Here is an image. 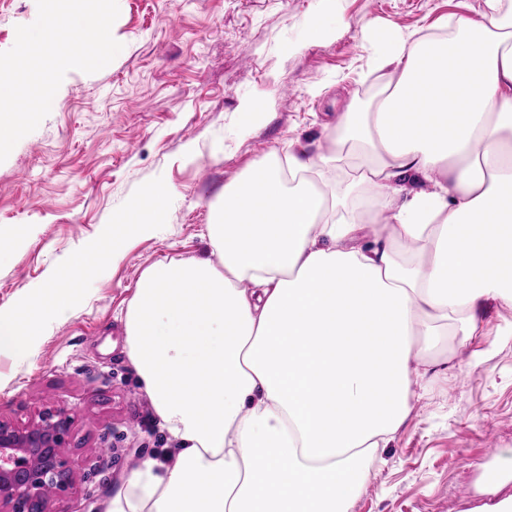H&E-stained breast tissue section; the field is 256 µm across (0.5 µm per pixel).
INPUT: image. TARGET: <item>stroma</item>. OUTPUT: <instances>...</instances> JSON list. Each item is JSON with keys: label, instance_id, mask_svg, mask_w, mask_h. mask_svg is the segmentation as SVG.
Listing matches in <instances>:
<instances>
[{"label": "stroma", "instance_id": "stroma-1", "mask_svg": "<svg viewBox=\"0 0 512 512\" xmlns=\"http://www.w3.org/2000/svg\"><path fill=\"white\" fill-rule=\"evenodd\" d=\"M123 48L102 70L69 71L39 127L0 163V307L25 301L80 247L119 233L121 256L79 290L27 359L0 356V420L45 412L72 420L65 455L83 476L53 512H107L144 459L171 463L162 427L128 356L125 314L143 272L161 260L217 261L207 235L224 187L272 153L332 147L336 118L380 93L397 66L373 68L385 31L443 38L483 0H118ZM36 0H0V52L33 23ZM328 36L315 39L313 23ZM297 92L282 95L284 85ZM249 101L258 118L245 117ZM171 196L155 233L117 222L147 188ZM480 333L442 344L450 365L370 465L349 512H476L496 502L486 433L512 450V307L477 310Z\"/></svg>", "mask_w": 512, "mask_h": 512}]
</instances>
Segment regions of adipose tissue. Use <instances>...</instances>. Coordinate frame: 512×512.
I'll return each mask as SVG.
<instances>
[{
    "instance_id": "adipose-tissue-1",
    "label": "adipose tissue",
    "mask_w": 512,
    "mask_h": 512,
    "mask_svg": "<svg viewBox=\"0 0 512 512\" xmlns=\"http://www.w3.org/2000/svg\"><path fill=\"white\" fill-rule=\"evenodd\" d=\"M482 16L447 40L381 38L377 66L400 75L343 114L333 151L225 186L207 228L220 263L146 270L128 354L181 446L143 460L107 512H348L367 457L448 375L414 359L468 343L480 305L512 306V13L483 0ZM347 165L345 192L326 190ZM170 193L148 188L125 223L156 230ZM106 256L84 245L0 308V355L30 357Z\"/></svg>"
}]
</instances>
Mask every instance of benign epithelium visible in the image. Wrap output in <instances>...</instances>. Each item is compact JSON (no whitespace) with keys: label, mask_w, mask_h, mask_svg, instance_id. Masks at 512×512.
Instances as JSON below:
<instances>
[{"label":"benign epithelium","mask_w":512,"mask_h":512,"mask_svg":"<svg viewBox=\"0 0 512 512\" xmlns=\"http://www.w3.org/2000/svg\"><path fill=\"white\" fill-rule=\"evenodd\" d=\"M70 425L64 413L22 427L0 422V512H52L51 498L73 488L77 472L64 454Z\"/></svg>","instance_id":"obj_1"}]
</instances>
